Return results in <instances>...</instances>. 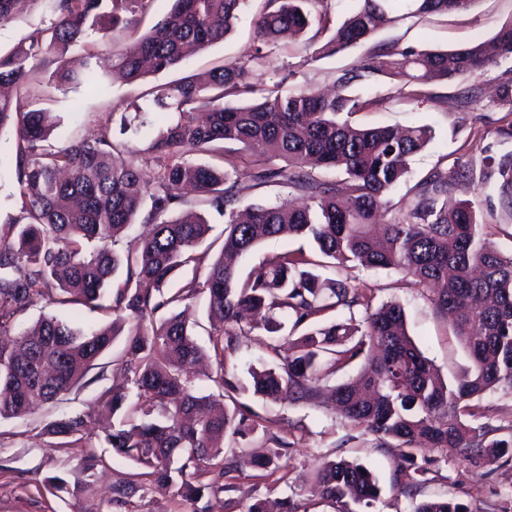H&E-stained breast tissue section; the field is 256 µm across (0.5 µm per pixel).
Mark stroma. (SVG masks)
<instances>
[{"mask_svg":"<svg viewBox=\"0 0 512 512\" xmlns=\"http://www.w3.org/2000/svg\"><path fill=\"white\" fill-rule=\"evenodd\" d=\"M261 0H251L233 31L224 41L206 51L187 57L175 69L151 76L150 82L164 83L203 72L213 67L242 62L255 52L252 20ZM54 15L48 0H28L8 22H0V52L13 50L32 29L50 27ZM512 21V0H481L476 9L432 15L425 20L409 19L403 24L381 29L374 43L398 48L455 50L492 36ZM362 48L312 60L303 42L286 39L272 49L281 70L288 72V89L304 86H332L337 73L359 62ZM56 68L54 56L40 57L34 68V85L47 95L45 105L61 119L59 133L65 140H80L96 134L103 124L118 125L126 104L142 95L146 85L113 80L108 94L93 95L81 88L50 89L46 82ZM512 77V58L487 64L465 78L427 85L425 96L415 98L401 91L396 81L385 77L352 87V94L365 99L362 110L350 114L358 126L389 125L398 128L426 125L433 131L431 143L410 162V175L392 194L400 199L411 186L437 166L453 168L464 162L474 174L457 182L453 201H471L487 224L490 240L503 251L512 250V214L490 207L488 200L498 189L484 185L477 173L486 157H497L505 148L497 141L498 128L512 123V108L495 99L498 85ZM149 82V83H150ZM324 276L364 281L373 293V305L395 301L402 305L408 333L440 374L446 379L461 377L471 366L458 337L447 320L439 315L428 295L410 279L387 269L336 266L324 269ZM269 335L257 330L238 339V348L228 367L229 376L239 387L237 400L244 412L264 417L268 436H257L241 444L225 438V448L241 447L244 454H264L271 448V436L288 440L290 447L280 460L285 482L272 484L247 468L233 479L224 492V512H245L258 499L292 497L302 512H337L336 503L321 498L313 484L317 467L326 460H346L367 466L377 479L379 497L369 512H412L415 502L455 497L470 512H512V463L476 458L470 461L449 458L441 461L435 448L424 449L434 461L426 483L414 494H407V479L397 471L399 451L383 448L378 438L341 422L324 397L308 403L272 402L255 395L249 367L270 368L278 357L265 347ZM124 339L91 369L64 401L46 405L23 419L0 420V512H114L111 483L117 473H134V466L103 449L109 470L106 475L87 477L79 451L59 453L49 447L40 428L49 417L60 413H83L88 403L121 377ZM63 477L68 489L53 496L44 482Z\"/></svg>","mask_w":512,"mask_h":512,"instance_id":"obj_1","label":"stroma"}]
</instances>
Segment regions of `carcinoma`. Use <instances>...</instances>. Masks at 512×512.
<instances>
[{
	"label": "carcinoma",
	"instance_id": "obj_1",
	"mask_svg": "<svg viewBox=\"0 0 512 512\" xmlns=\"http://www.w3.org/2000/svg\"><path fill=\"white\" fill-rule=\"evenodd\" d=\"M29 0H0V22L15 17ZM160 0H50L54 22L35 28L14 51L0 55V134H15L10 160L18 184L24 223L14 238L0 237V418H21L71 392L121 334L128 336L122 361L126 382L102 391L94 407L112 413L102 433L86 432L83 414H61L42 432L51 447L78 449L86 470H107L96 449L108 447L136 465L134 479L112 482V504L123 508L136 492H159L190 505L191 512H215L213 500L239 472L236 456L224 455V439L246 438L262 427L246 416L226 379L236 337L256 329L272 334L268 347L282 356L277 368L252 369L254 393L274 402H307L316 387L363 356L368 369L332 387L339 418L396 441L400 462L414 467L409 487L427 481L432 460L417 463L419 448H438L467 459L512 458V439L491 437L498 428L478 425L479 401L496 390L512 392V252L487 243L488 225L473 205H448V195L464 171L434 168L394 203L390 194L410 172V160L432 139L427 126L399 130L360 127L341 119L367 102L347 94L353 85L387 77L409 89L462 78L501 58H512V21L491 37L448 51L396 50L370 46L361 61L336 77V91L303 87L285 93V78L263 50L281 36L302 38L310 30L326 35L313 58L332 56L368 41L379 29L405 16L391 14L393 0H355L340 24L333 23L328 0H263L254 21L261 47L248 60L155 84L143 93L148 108L175 120L144 149L112 139L108 126L92 141L67 142L47 149L43 142L60 120L42 106L33 87L34 61L56 56L53 87L77 85L92 94L106 91V75L96 57L80 69L66 53L94 36L109 46L112 71L137 82L171 70L187 56L221 42L247 0H170V8L131 49L109 45L120 27L135 35L136 14ZM411 17L470 10L480 0H410ZM271 71V83L258 82L253 69ZM240 144L253 157L250 184L240 181L238 156H224V144ZM208 154L222 165L197 163ZM281 159L278 165L274 160ZM485 182H499V204L512 212V150L486 165ZM335 170L329 179L316 170ZM286 185L301 204L246 202V192ZM201 197L224 216L223 257L210 262L199 250L210 226L200 214L167 213L189 197ZM150 233L123 254L116 238L136 218ZM309 241L323 257L352 267L388 269L412 279L429 293L435 310L452 326L471 369L445 381L405 329L400 304L374 308L371 288L324 277L309 269L300 249L285 250L253 265L246 276L226 256H242L262 242L281 237ZM124 279H115L120 269ZM192 276L180 287L168 283L181 269ZM199 294L220 329L209 335L217 393H196L189 368L203 358L182 306ZM109 298L112 322L84 327L53 313L16 330L15 316L44 300L57 307L101 306ZM364 310L358 324L317 317L341 309ZM283 313L293 337L283 332ZM248 465L272 476L275 459L288 441ZM315 480L339 512L350 505L371 506L379 494L372 472L361 464L325 461ZM413 512H469L454 498L419 502Z\"/></svg>",
	"mask_w": 512,
	"mask_h": 512
}]
</instances>
